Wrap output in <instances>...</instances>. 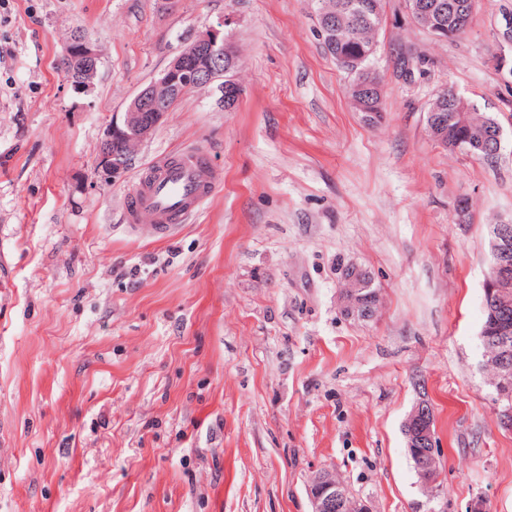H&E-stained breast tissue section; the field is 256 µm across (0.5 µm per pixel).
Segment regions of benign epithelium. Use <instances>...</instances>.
<instances>
[{
    "label": "benign epithelium",
    "mask_w": 512,
    "mask_h": 512,
    "mask_svg": "<svg viewBox=\"0 0 512 512\" xmlns=\"http://www.w3.org/2000/svg\"><path fill=\"white\" fill-rule=\"evenodd\" d=\"M229 16L210 26L186 42L167 68L165 79L141 89L126 111L112 118L106 127L95 160V172L108 183L122 180L131 161L143 142L162 122L171 101L197 89L201 83L224 82V93L233 100L243 95L233 75L235 50L224 37V27L231 25ZM318 32L329 45L336 41V21L319 18ZM66 53L82 61L79 70L70 76L71 85L78 93H88L94 85L97 47L86 38L75 35L66 46ZM121 141L123 151L112 150V144ZM489 251L494 263L486 276L483 288L491 299L490 313L497 316L491 344L494 351H484L483 367L494 373L495 392L492 403L502 425L512 427V359L509 358V339L512 338V219L489 230ZM364 268L351 264L342 275L339 296L341 314L354 320L369 319V312L380 301L379 295H359L356 287ZM403 431L407 447L421 449L416 468L422 485L434 486L439 472L440 448L435 431L432 404L425 397L413 407L406 418ZM307 493L311 512H346L345 495L336 485V473L325 469L309 481Z\"/></svg>",
    "instance_id": "benign-epithelium-1"
}]
</instances>
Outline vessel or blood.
<instances>
[{
	"label": "vessel or blood",
	"mask_w": 512,
	"mask_h": 512,
	"mask_svg": "<svg viewBox=\"0 0 512 512\" xmlns=\"http://www.w3.org/2000/svg\"><path fill=\"white\" fill-rule=\"evenodd\" d=\"M219 178L206 155L197 150L160 159L129 196L130 217L151 215L159 235L197 213L213 195Z\"/></svg>",
	"instance_id": "vessel-or-blood-1"
}]
</instances>
